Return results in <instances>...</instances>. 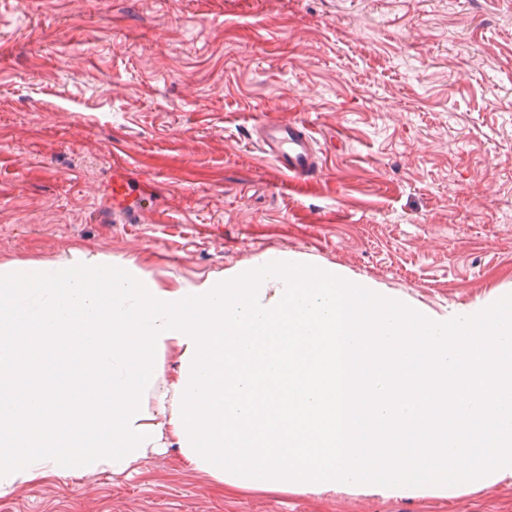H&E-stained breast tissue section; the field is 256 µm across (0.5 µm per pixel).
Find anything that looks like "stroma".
I'll use <instances>...</instances> for the list:
<instances>
[{
  "instance_id": "stroma-1",
  "label": "stroma",
  "mask_w": 512,
  "mask_h": 512,
  "mask_svg": "<svg viewBox=\"0 0 512 512\" xmlns=\"http://www.w3.org/2000/svg\"><path fill=\"white\" fill-rule=\"evenodd\" d=\"M299 119L321 165L291 183L250 134ZM288 253L439 315L512 294V0H0V265L98 254L177 289ZM181 458L166 435L0 512H512L501 484L270 493ZM131 193L129 178L117 179L112 182V215L114 222L117 216L133 218L139 214L138 203L129 199Z\"/></svg>"
}]
</instances>
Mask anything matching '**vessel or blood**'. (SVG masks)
<instances>
[{"label": "vessel or blood", "instance_id": "vessel-or-blood-1", "mask_svg": "<svg viewBox=\"0 0 512 512\" xmlns=\"http://www.w3.org/2000/svg\"><path fill=\"white\" fill-rule=\"evenodd\" d=\"M254 135V141L263 157L275 162L288 180L306 178L318 171L319 156L312 129L307 121L265 120L256 125ZM139 212L138 203L131 198L128 180H114L113 216L132 218Z\"/></svg>", "mask_w": 512, "mask_h": 512}]
</instances>
